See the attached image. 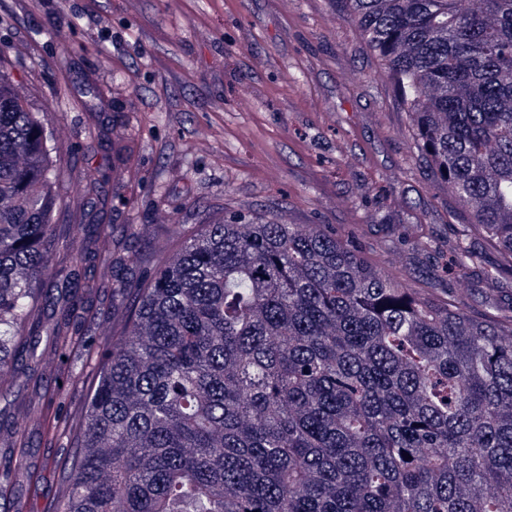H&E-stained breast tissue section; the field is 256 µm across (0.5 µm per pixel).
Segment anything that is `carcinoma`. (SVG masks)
I'll return each instance as SVG.
<instances>
[{
    "instance_id": "obj_1",
    "label": "carcinoma",
    "mask_w": 512,
    "mask_h": 512,
    "mask_svg": "<svg viewBox=\"0 0 512 512\" xmlns=\"http://www.w3.org/2000/svg\"><path fill=\"white\" fill-rule=\"evenodd\" d=\"M339 2L512 272V0ZM52 141L0 58V373L98 356L43 512H512V304L475 315L460 288L425 294L328 225L270 213L175 228L153 254L135 224H71L82 247L62 250ZM414 238L398 224L387 246ZM109 246L141 277L112 276V325L84 336L79 274ZM481 263L464 243L449 260ZM30 426H68L60 393L0 426V479Z\"/></svg>"
}]
</instances>
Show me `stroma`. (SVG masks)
Here are the masks:
<instances>
[{
	"label": "stroma",
	"mask_w": 512,
	"mask_h": 512,
	"mask_svg": "<svg viewBox=\"0 0 512 512\" xmlns=\"http://www.w3.org/2000/svg\"><path fill=\"white\" fill-rule=\"evenodd\" d=\"M0 48L61 146L63 182L84 170L112 184L58 224H140L134 242L170 252L171 225L204 210L264 209L291 224H328L354 234L379 263L405 270L417 288H443L448 247L470 217L434 180L407 112L333 0H0ZM105 145H98L97 135ZM395 224L421 225L428 245L388 253ZM468 277L472 310L488 295L512 303V276ZM88 328L107 330L112 262L98 263ZM77 380L36 369L33 383L0 396L37 403L66 385L79 412L96 377L93 358ZM74 450L69 433L27 434L26 462L0 494V512H42L61 490Z\"/></svg>",
	"instance_id": "stroma-1"
}]
</instances>
